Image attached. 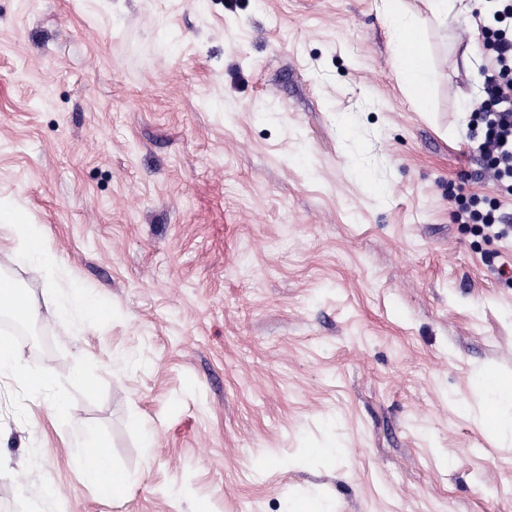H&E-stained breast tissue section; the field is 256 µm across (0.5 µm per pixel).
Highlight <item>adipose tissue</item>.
<instances>
[{
  "instance_id": "adipose-tissue-1",
  "label": "adipose tissue",
  "mask_w": 512,
  "mask_h": 512,
  "mask_svg": "<svg viewBox=\"0 0 512 512\" xmlns=\"http://www.w3.org/2000/svg\"><path fill=\"white\" fill-rule=\"evenodd\" d=\"M383 22L390 32L394 61L406 91L411 99L424 103L433 82V73L426 59H419L414 64L410 62L408 53L409 48L419 49L423 46L419 19L403 10L396 0H389ZM0 228L13 233L16 251L27 259L32 272L46 278L53 276L54 266L39 246L44 237L42 225L18 220L15 209L0 205ZM80 434L81 452L78 459L84 480L108 493L125 489L127 476L117 469L106 467L99 460L100 455L106 454L107 447L97 430L86 426Z\"/></svg>"
}]
</instances>
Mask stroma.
I'll return each instance as SVG.
<instances>
[{
    "mask_svg": "<svg viewBox=\"0 0 512 512\" xmlns=\"http://www.w3.org/2000/svg\"><path fill=\"white\" fill-rule=\"evenodd\" d=\"M383 9L0 0V201L56 261L0 236L47 372H0V512H512V403L479 382L512 378V239L451 217L497 197L468 141L484 4L425 20L423 108ZM73 286L93 321L54 315ZM78 420L125 492L84 481ZM0 231L8 230L13 233L17 243L16 251L26 258L32 272L52 278L54 265L46 259V253L36 243L44 238V227L40 224H30L16 218V210L0 204Z\"/></svg>",
    "mask_w": 512,
    "mask_h": 512,
    "instance_id": "stroma-1",
    "label": "stroma"
}]
</instances>
